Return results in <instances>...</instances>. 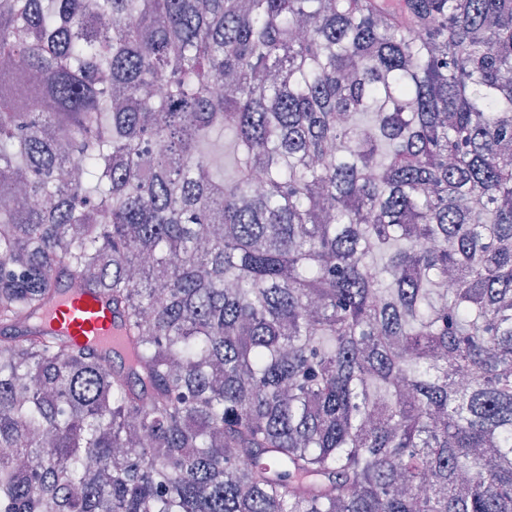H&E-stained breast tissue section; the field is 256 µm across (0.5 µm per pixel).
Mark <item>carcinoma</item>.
I'll list each match as a JSON object with an SVG mask.
<instances>
[{
	"mask_svg": "<svg viewBox=\"0 0 512 512\" xmlns=\"http://www.w3.org/2000/svg\"><path fill=\"white\" fill-rule=\"evenodd\" d=\"M0 448V512H512V0H0ZM46 314L47 324L80 344L98 347L111 359L124 346L122 320L112 314L108 298L101 292L75 294L62 285Z\"/></svg>",
	"mask_w": 512,
	"mask_h": 512,
	"instance_id": "cac0c4a2",
	"label": "carcinoma"
}]
</instances>
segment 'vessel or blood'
I'll use <instances>...</instances> for the list:
<instances>
[{
  "mask_svg": "<svg viewBox=\"0 0 512 512\" xmlns=\"http://www.w3.org/2000/svg\"><path fill=\"white\" fill-rule=\"evenodd\" d=\"M47 324L76 342L98 347L108 356L124 348L122 320L113 315L107 297L62 289L46 315Z\"/></svg>",
  "mask_w": 512,
  "mask_h": 512,
  "instance_id": "vessel-or-blood-1",
  "label": "vessel or blood"
}]
</instances>
